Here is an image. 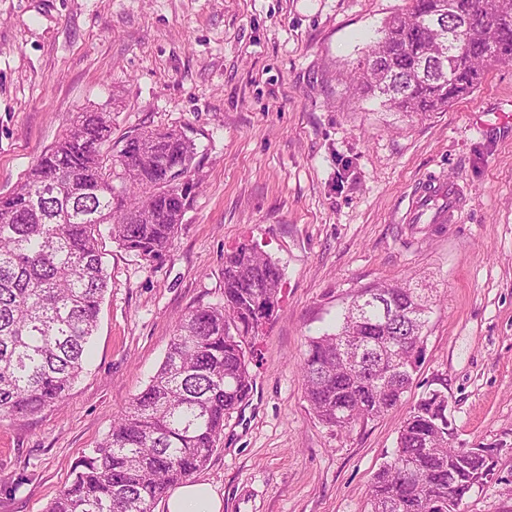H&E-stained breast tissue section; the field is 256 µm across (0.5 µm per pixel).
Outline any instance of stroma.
Wrapping results in <instances>:
<instances>
[{
  "instance_id": "obj_1",
  "label": "stroma",
  "mask_w": 512,
  "mask_h": 512,
  "mask_svg": "<svg viewBox=\"0 0 512 512\" xmlns=\"http://www.w3.org/2000/svg\"><path fill=\"white\" fill-rule=\"evenodd\" d=\"M409 0H0V196L71 127L107 112L112 140L177 128L198 188L169 256L103 238L108 289L91 361L58 405L0 421V512H46L148 384L179 322L223 300L224 256L249 243L283 270L252 340V386L194 479L222 512H370L369 486L421 395L441 390L455 448H493L462 512H512V63L446 111L407 116L351 75ZM438 174L458 222L408 223ZM431 289L414 384L339 429L313 414L309 337L381 281ZM250 502H242L244 489Z\"/></svg>"
}]
</instances>
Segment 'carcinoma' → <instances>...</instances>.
I'll use <instances>...</instances> for the list:
<instances>
[{
	"label": "carcinoma",
	"instance_id": "obj_1",
	"mask_svg": "<svg viewBox=\"0 0 512 512\" xmlns=\"http://www.w3.org/2000/svg\"><path fill=\"white\" fill-rule=\"evenodd\" d=\"M441 28L468 20L461 57L419 74L432 30L415 22L438 6ZM382 72L357 67L358 90L407 114L442 112L481 83L486 68L512 62V0H410L369 51ZM107 112H79L72 128L0 199V421L63 402L85 369L107 289L101 227L151 265L170 252L193 186L170 180L196 171L193 139L177 128L133 132L110 143ZM129 166L112 185L105 159ZM282 269L249 244L224 256V301L180 321L159 369L113 423L48 512H153L173 486L203 469L224 416L251 387V338L278 303ZM379 305L364 320L351 310L333 332L308 340L300 363L306 399L322 423L347 428L395 407L414 383L431 300L411 283L357 292ZM358 336L374 352L353 365L342 346ZM448 399L430 390L401 425L390 460L374 475L371 512H448V483L466 492L492 471L484 448L449 443ZM414 471L410 478L401 472Z\"/></svg>",
	"mask_w": 512,
	"mask_h": 512
}]
</instances>
